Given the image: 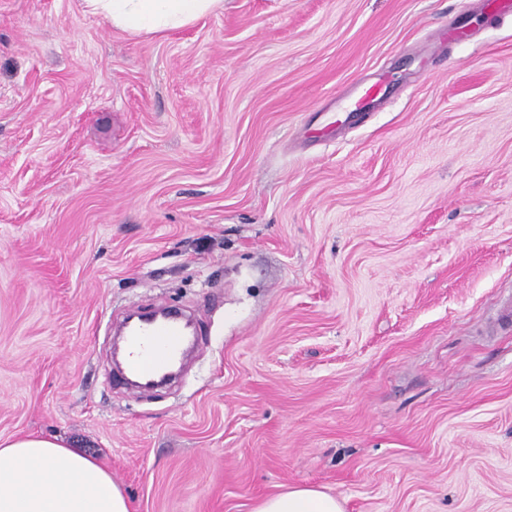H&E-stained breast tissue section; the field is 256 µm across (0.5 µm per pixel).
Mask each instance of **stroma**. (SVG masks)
Returning a JSON list of instances; mask_svg holds the SVG:
<instances>
[{
	"instance_id": "35a3bbf8",
	"label": "stroma",
	"mask_w": 512,
	"mask_h": 512,
	"mask_svg": "<svg viewBox=\"0 0 512 512\" xmlns=\"http://www.w3.org/2000/svg\"><path fill=\"white\" fill-rule=\"evenodd\" d=\"M507 297L512 14L224 0L133 37L0 0L1 438L99 460L134 512L303 485L512 512ZM160 304L201 351L170 387L114 384L111 323Z\"/></svg>"
}]
</instances>
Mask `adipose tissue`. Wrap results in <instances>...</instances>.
I'll use <instances>...</instances> for the list:
<instances>
[{
    "instance_id": "obj_1",
    "label": "adipose tissue",
    "mask_w": 512,
    "mask_h": 512,
    "mask_svg": "<svg viewBox=\"0 0 512 512\" xmlns=\"http://www.w3.org/2000/svg\"><path fill=\"white\" fill-rule=\"evenodd\" d=\"M132 35L163 34L220 11L224 0H85ZM0 512H132L129 498L96 460L44 436L0 440ZM253 512H343L336 497L296 486L261 499Z\"/></svg>"
}]
</instances>
